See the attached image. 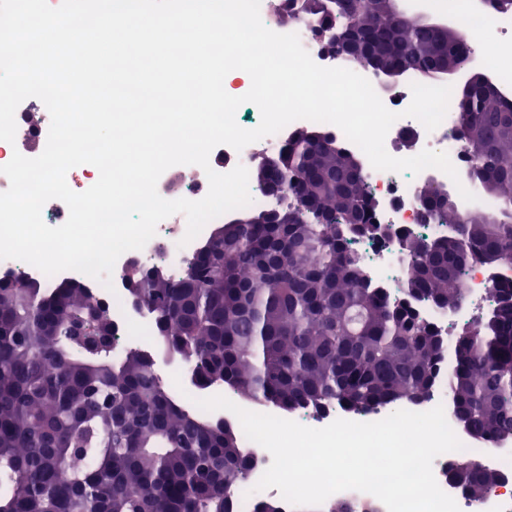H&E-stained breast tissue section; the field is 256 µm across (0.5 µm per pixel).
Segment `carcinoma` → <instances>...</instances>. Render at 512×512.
<instances>
[{"mask_svg":"<svg viewBox=\"0 0 512 512\" xmlns=\"http://www.w3.org/2000/svg\"><path fill=\"white\" fill-rule=\"evenodd\" d=\"M276 9L351 27L363 50L346 61L382 75L439 77L464 53L461 37L393 14L392 0H351L346 9L342 0H280ZM457 98L458 134H484L482 169L470 179L497 184L501 221L462 223L442 202L448 188L427 186L420 206L454 233L405 236L409 301L365 282L347 237L371 235L370 191L351 173L346 148L309 131L282 148L279 178L288 190L302 184L306 196L294 223L243 209L218 225L222 238L212 232V264L194 259L177 278L128 266L157 336L199 388L226 385L285 411H360L418 403L443 384L460 428L486 445L512 438V304L499 298L444 348L410 315L413 302L442 313L459 304L461 253L512 263V102L480 87ZM111 326L80 282L48 291L22 277L0 281V512H237L234 489L250 467L239 429L178 402L141 350L88 346ZM494 475L455 471L473 502Z\"/></svg>","mask_w":512,"mask_h":512,"instance_id":"obj_1","label":"carcinoma"}]
</instances>
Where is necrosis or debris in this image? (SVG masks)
<instances>
[{
    "mask_svg": "<svg viewBox=\"0 0 512 512\" xmlns=\"http://www.w3.org/2000/svg\"><path fill=\"white\" fill-rule=\"evenodd\" d=\"M512 42V14L500 13L489 16L484 30L470 32L464 42L468 51H479L480 59L493 76L501 91L512 90V68L504 67L498 59L499 46ZM359 75L369 79L384 105L397 112L398 120L391 126L385 138V149L393 157H402L400 148L402 139L413 142L412 153L442 144L458 172L457 178H450L443 171L428 168L419 173L382 171L365 165L364 174L372 195L377 202L375 218L377 222L391 225L396 229L395 237L377 239L369 237L355 238L352 247L358 254L364 277L371 287L384 289L390 297H402L406 288L410 259L399 237L400 232H408L423 237L438 238L449 235L450 225L435 222H423L420 217L418 195L430 184L452 186L461 182L471 187L468 177L469 165L464 150L452 134L453 114H446L442 123L434 130H426L415 118L405 116L404 111L411 102L412 92L409 85L385 89L379 76L367 68H359ZM307 120L291 122L278 133L253 142L242 150L227 145L215 147L209 157L211 167L219 173L231 171L246 157L256 152H271L275 147L286 145L298 131L309 128ZM187 221L184 215L175 214L162 220L153 238L140 250H130L117 260L112 272V288H105L99 281L85 274L64 270L54 275H46L35 266L18 259H0V277L8 278L24 274L31 280L51 289L69 281H81L90 288L93 295L103 302L112 315L115 334L121 345L136 347L148 353L154 362L159 378L165 383H173L175 374L180 371L172 360L160 353L153 336L157 330L153 317L143 309L135 308L127 297V283L124 270L130 262H138L150 269L157 262H164L171 275H179L199 247L210 237V230H202L192 241H185ZM465 299L456 309L446 314H436L428 304H419L417 312L420 318L434 326L442 335H454L458 327H470L477 324L479 316L493 310L496 302L495 291L512 287V265L508 263L487 266L478 262L469 267L464 281ZM389 406H379L366 411H346L336 407L325 409H299L290 412L289 420L311 428H323L338 419L355 422H376L392 414Z\"/></svg>",
    "mask_w": 512,
    "mask_h": 512,
    "instance_id": "1",
    "label": "necrosis or debris"
}]
</instances>
